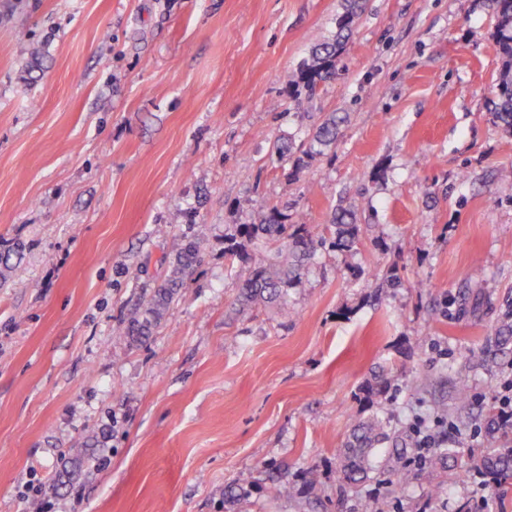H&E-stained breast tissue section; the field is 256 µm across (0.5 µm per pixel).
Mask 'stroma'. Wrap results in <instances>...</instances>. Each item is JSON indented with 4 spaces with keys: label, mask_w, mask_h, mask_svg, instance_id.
<instances>
[{
    "label": "stroma",
    "mask_w": 512,
    "mask_h": 512,
    "mask_svg": "<svg viewBox=\"0 0 512 512\" xmlns=\"http://www.w3.org/2000/svg\"><path fill=\"white\" fill-rule=\"evenodd\" d=\"M343 0H0V512H458L472 483L424 469L403 493L340 491L338 448L372 414L421 421L467 466L512 374L488 330L512 311V134L490 100L502 65L485 0H365L334 80L279 77L331 39ZM348 121L302 169L276 142ZM360 241L318 249L276 309L229 314L224 241L271 206ZM209 242L153 336H120L187 235ZM402 281L381 288L386 272ZM482 352L488 366L470 356ZM474 398L457 408L454 387ZM106 433L92 459L71 448ZM318 468L321 479L308 485ZM333 241L331 244L340 251H351L359 241V225L354 223V212L338 209L331 218Z\"/></svg>",
    "instance_id": "obj_1"
}]
</instances>
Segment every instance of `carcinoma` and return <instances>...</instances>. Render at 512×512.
<instances>
[{
	"label": "carcinoma",
	"mask_w": 512,
	"mask_h": 512,
	"mask_svg": "<svg viewBox=\"0 0 512 512\" xmlns=\"http://www.w3.org/2000/svg\"><path fill=\"white\" fill-rule=\"evenodd\" d=\"M488 10L496 22V38L502 57V68L497 77V91L493 101V115L503 128L512 133V0H486ZM362 0H344L343 11L336 15V32L333 39L317 43L310 57L298 69L287 71L281 80L294 86L304 83L309 91H315L318 83L336 75V67L345 43L350 39L360 13ZM347 117L333 112L320 123L312 137L294 147L293 143L276 147L279 159L298 149L300 156L294 161L300 167L304 159H312L336 144L341 127ZM333 228L332 245L340 251H350L359 241V225L354 223V212L338 209L331 218ZM257 243L275 246L273 256L268 259L251 261L246 244ZM326 244L323 236L312 235L303 224L288 223V216L278 207L272 206L256 224L238 225L237 234L226 240L224 256L230 262L248 264L247 274L236 285V302L242 308L280 306L284 316H292L294 309L286 299L288 288L297 281L306 263L318 248ZM208 248L203 237L186 238L183 247L173 262L172 274L163 285L145 297L141 307L127 321L124 335L133 342H144L152 336L171 309L183 286V280L201 261ZM23 246L11 253L0 256V278L15 271L20 264ZM496 350L503 354L512 352V318L505 319L490 330ZM395 386V378L388 370L375 372L359 388L361 399L375 406V412L365 421L354 425L339 451V480L342 487H355L379 474L375 464L376 446L389 438V416L386 412L387 396ZM416 436L406 431L396 436L392 455L399 457L407 449L415 447ZM475 469L482 472L487 484L495 487L512 481V448H501L482 457Z\"/></svg>",
	"instance_id": "1"
}]
</instances>
